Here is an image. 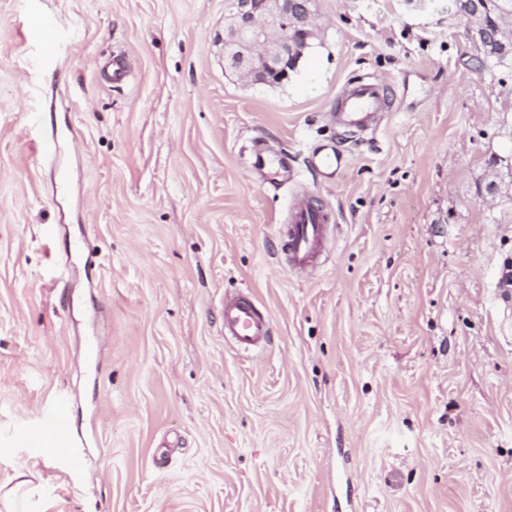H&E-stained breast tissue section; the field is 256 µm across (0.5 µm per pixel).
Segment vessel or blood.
Masks as SVG:
<instances>
[{
  "label": "vessel or blood",
  "mask_w": 512,
  "mask_h": 512,
  "mask_svg": "<svg viewBox=\"0 0 512 512\" xmlns=\"http://www.w3.org/2000/svg\"><path fill=\"white\" fill-rule=\"evenodd\" d=\"M31 41L39 44L44 57H52L61 38L53 15H45L29 33ZM393 92L372 79H359L345 86L336 98L332 112L336 126L354 133L376 130L378 118L389 110ZM248 167L264 183L279 186L292 180L294 168L286 154L268 150L263 142H254L248 157ZM329 214L324 207L304 200L296 203L282 233V251L294 268L312 266L319 260L329 231ZM224 338L237 349L252 351L264 348L273 338L270 317L251 301L241 296L224 299ZM35 445L73 448L76 434L68 418L67 400H59L52 410L49 427L31 434Z\"/></svg>",
  "instance_id": "obj_1"
}]
</instances>
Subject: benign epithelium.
<instances>
[{
	"mask_svg": "<svg viewBox=\"0 0 512 512\" xmlns=\"http://www.w3.org/2000/svg\"><path fill=\"white\" fill-rule=\"evenodd\" d=\"M448 11L467 19L476 42L504 39L501 28H485L480 4L466 10L462 0H448ZM316 29L311 0H235L224 34V61L245 78L280 83L296 69Z\"/></svg>",
	"mask_w": 512,
	"mask_h": 512,
	"instance_id": "7a95c632",
	"label": "benign epithelium"
}]
</instances>
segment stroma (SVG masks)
<instances>
[{
    "instance_id": "35a3bbf8",
    "label": "stroma",
    "mask_w": 512,
    "mask_h": 512,
    "mask_svg": "<svg viewBox=\"0 0 512 512\" xmlns=\"http://www.w3.org/2000/svg\"><path fill=\"white\" fill-rule=\"evenodd\" d=\"M312 10L269 85L224 63L233 0H0V483L36 465L37 512H512V68L428 0ZM46 13L73 33L49 65ZM366 76L394 103L352 136L327 114ZM258 139L295 182L249 174ZM301 199L335 222L297 271ZM228 295L266 349L225 342ZM62 396L83 445L35 446ZM29 37L41 46L44 59L52 57L61 38L60 28L53 15L46 14L38 26L30 31ZM224 339L246 352L264 348L273 339L271 319L250 300H245L239 295L226 296Z\"/></svg>"
}]
</instances>
